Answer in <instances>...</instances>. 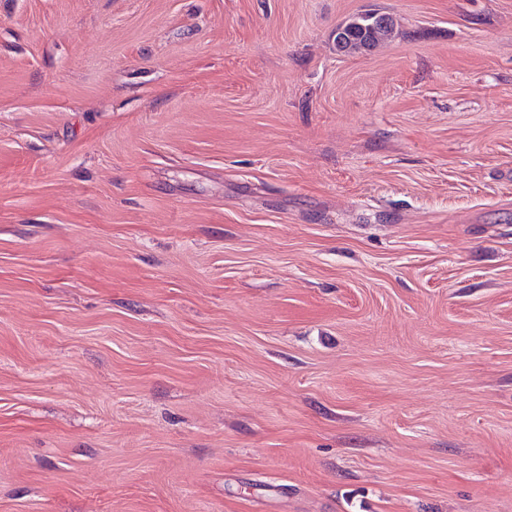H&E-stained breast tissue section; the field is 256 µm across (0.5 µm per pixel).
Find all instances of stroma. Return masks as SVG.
<instances>
[{
  "instance_id": "obj_1",
  "label": "stroma",
  "mask_w": 512,
  "mask_h": 512,
  "mask_svg": "<svg viewBox=\"0 0 512 512\" xmlns=\"http://www.w3.org/2000/svg\"><path fill=\"white\" fill-rule=\"evenodd\" d=\"M0 512H512V0H0ZM384 18L383 22L379 17ZM394 19L389 14L365 12L354 16L336 28V51L352 55L368 50L378 40L391 35Z\"/></svg>"
}]
</instances>
